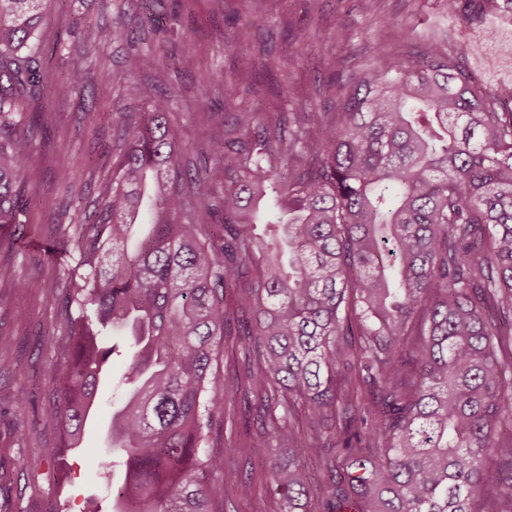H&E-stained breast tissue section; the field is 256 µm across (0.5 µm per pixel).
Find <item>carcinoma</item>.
<instances>
[{"label":"carcinoma","instance_id":"1","mask_svg":"<svg viewBox=\"0 0 512 512\" xmlns=\"http://www.w3.org/2000/svg\"><path fill=\"white\" fill-rule=\"evenodd\" d=\"M467 2L487 39L512 25V0ZM48 10L0 0L1 225L28 223L41 179ZM447 42L378 59L332 115L235 113L192 170L164 103L122 116L91 236L58 176L52 233L84 271L62 274L68 310L44 338L56 489L73 451L96 462L110 512H224L251 489L211 443L235 405L269 512H512V85ZM107 79L76 63L63 90ZM121 354L112 440L91 446ZM309 459L329 482L314 486Z\"/></svg>","mask_w":512,"mask_h":512}]
</instances>
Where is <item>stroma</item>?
Listing matches in <instances>:
<instances>
[{
  "instance_id": "stroma-1",
  "label": "stroma",
  "mask_w": 512,
  "mask_h": 512,
  "mask_svg": "<svg viewBox=\"0 0 512 512\" xmlns=\"http://www.w3.org/2000/svg\"><path fill=\"white\" fill-rule=\"evenodd\" d=\"M464 7V0H54L43 31L52 81L64 83L77 61L104 67L108 80L82 97L52 93L58 117L34 156L42 179L30 190L28 221L0 226V238L14 239L19 252L9 276L32 283L28 290H0V335L12 339L0 349V512H93L102 495L94 465L80 458L72 461L65 491H53L44 461L58 443L45 405L53 357L42 339L65 314L61 271L81 263L79 251L51 231L64 201L58 174L67 171L86 200L99 196L102 175L122 153L118 117L144 109L128 99L127 83L138 81L151 98L167 99L166 116L182 126L192 161L196 147L223 138L227 113L332 112L352 74L383 55L416 59L431 38L447 33L449 21L459 22L460 41L480 40V29L461 22ZM75 18L85 29L77 39L67 33ZM116 23L140 34L137 47L152 54L153 65L129 73L132 47L94 38V30ZM221 31L229 40H218ZM248 56L254 67H243ZM228 82L238 87L230 101ZM88 105L105 119L88 125ZM200 111L212 113L211 124L196 122Z\"/></svg>"
}]
</instances>
